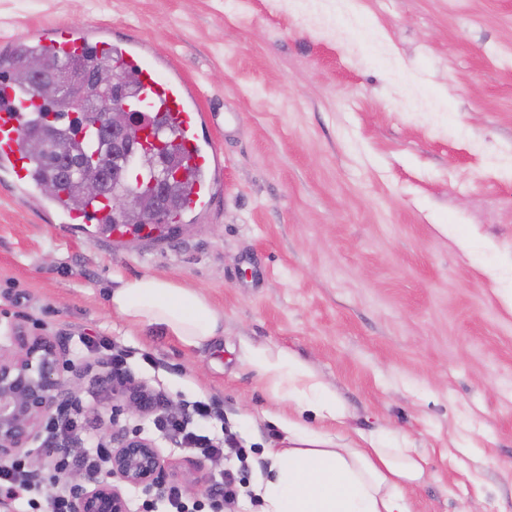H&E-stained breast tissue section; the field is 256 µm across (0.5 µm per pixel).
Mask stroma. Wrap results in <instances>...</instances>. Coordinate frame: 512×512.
<instances>
[{"label":"stroma","instance_id":"35a3bbf8","mask_svg":"<svg viewBox=\"0 0 512 512\" xmlns=\"http://www.w3.org/2000/svg\"><path fill=\"white\" fill-rule=\"evenodd\" d=\"M142 36L198 87L224 158L211 208L119 243L49 223L50 198L0 173V324L71 346L84 373L80 437L95 448L110 400L89 334L128 350L136 381L237 450L186 453L127 414L171 461L189 502L220 472L241 512L267 448L312 415L271 397L245 346L287 351L346 412L337 446L418 449L412 512H512V0H0V49L52 24ZM156 275L224 314L195 349L116 314L119 280Z\"/></svg>","mask_w":512,"mask_h":512}]
</instances>
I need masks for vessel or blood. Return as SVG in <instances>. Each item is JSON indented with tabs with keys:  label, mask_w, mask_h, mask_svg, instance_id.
Returning a JSON list of instances; mask_svg holds the SVG:
<instances>
[{
	"label": "vessel or blood",
	"mask_w": 512,
	"mask_h": 512,
	"mask_svg": "<svg viewBox=\"0 0 512 512\" xmlns=\"http://www.w3.org/2000/svg\"><path fill=\"white\" fill-rule=\"evenodd\" d=\"M33 41L52 54L78 56L92 47L101 58L120 59L139 81V101L146 103L154 117L165 119L174 129L180 154L195 173L187 209H208L223 164L217 150L201 134L203 126L210 124L211 116L201 108L194 86L178 74L168 72L165 62L137 37L123 43L112 41L109 33L101 29L70 28L59 33L44 28ZM37 103L34 92L21 90L7 79L0 81V171L10 177L20 196L33 193L36 186L24 130ZM53 208L60 211V221L64 224H98L106 213L99 204L88 205L80 212L71 211L59 199Z\"/></svg>",
	"instance_id": "1"
}]
</instances>
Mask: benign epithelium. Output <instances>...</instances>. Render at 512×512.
Listing matches in <instances>:
<instances>
[{"label": "benign epithelium", "instance_id": "7a95c632", "mask_svg": "<svg viewBox=\"0 0 512 512\" xmlns=\"http://www.w3.org/2000/svg\"><path fill=\"white\" fill-rule=\"evenodd\" d=\"M32 76L37 95L42 100L65 103L81 112H94L98 126L112 146L114 164L104 166L96 159L86 164L72 161L64 152L54 155L57 176L47 179L43 192L54 195L62 182L77 184L86 194L105 192L113 183L112 210L138 214L142 226L162 223L159 205L165 203L171 183L181 173L168 163L159 164L154 179L155 203L142 204L134 187L137 179L132 160L147 141L160 144L147 111L140 108H116L112 101L121 96L125 72L119 67L99 63L89 69L75 65L60 69L43 58L24 62ZM9 340L14 352L0 353V462L31 454L30 446L43 433L53 411L71 403L80 382L65 377L75 372L66 344L54 336L29 332L22 322L10 326ZM101 389L112 395V427L104 436L110 452L98 473L86 479L73 502V512H129L122 487L145 491L163 488V475L171 463L156 442L142 436L140 430L120 423L126 413L152 415L173 407L160 403L157 396L132 376L106 373L97 378Z\"/></svg>", "mask_w": 512, "mask_h": 512}]
</instances>
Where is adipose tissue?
<instances>
[{
    "instance_id": "adipose-tissue-1",
    "label": "adipose tissue",
    "mask_w": 512,
    "mask_h": 512,
    "mask_svg": "<svg viewBox=\"0 0 512 512\" xmlns=\"http://www.w3.org/2000/svg\"><path fill=\"white\" fill-rule=\"evenodd\" d=\"M128 322L161 329L182 344L200 348L224 333V315L193 288L154 275L121 281L109 296ZM243 360L271 395L310 413L327 430L344 410L308 366L288 352L248 346ZM296 446L266 450L268 466L254 482L261 512H411L407 489L419 482L425 459L408 447L338 448L327 431H303Z\"/></svg>"
}]
</instances>
